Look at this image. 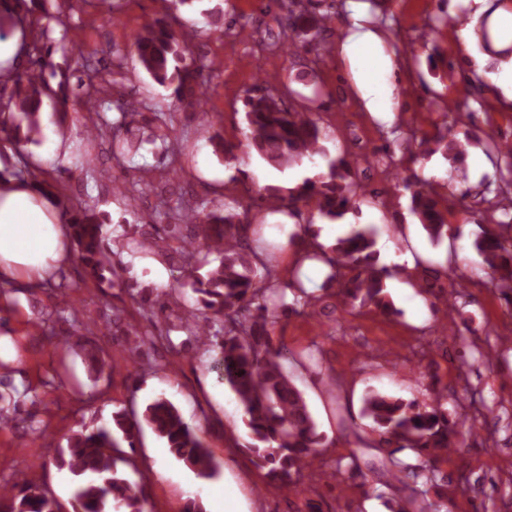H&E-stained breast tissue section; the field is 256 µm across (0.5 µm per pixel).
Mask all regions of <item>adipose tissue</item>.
I'll return each instance as SVG.
<instances>
[{"label":"adipose tissue","instance_id":"1","mask_svg":"<svg viewBox=\"0 0 512 512\" xmlns=\"http://www.w3.org/2000/svg\"><path fill=\"white\" fill-rule=\"evenodd\" d=\"M380 45L378 34L356 32L343 44L342 53L365 110L387 123L400 102L378 79L393 66L390 58L380 55ZM70 246L69 226L53 202L32 182L0 176V286L42 287L69 263Z\"/></svg>","mask_w":512,"mask_h":512}]
</instances>
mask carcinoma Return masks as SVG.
I'll return each instance as SVG.
<instances>
[{
    "label": "carcinoma",
    "instance_id": "obj_1",
    "mask_svg": "<svg viewBox=\"0 0 512 512\" xmlns=\"http://www.w3.org/2000/svg\"><path fill=\"white\" fill-rule=\"evenodd\" d=\"M41 7L42 0H0V39L11 34L12 26L6 20L18 9L33 16L36 24L25 47L30 68L7 76L10 92L6 96L0 94L1 100H7L9 111L21 115V122L14 126L15 137L38 142L39 115L49 108L63 119L71 113L82 117L87 136L105 143V153L117 161L132 160L146 144L152 146L154 154L173 150V112L144 116L123 111L119 120L109 119L111 100L101 96L99 89L90 90L84 85V78L97 72L98 59L83 41L69 42L66 54L72 73L61 72L57 86L50 85L46 74L56 75V47L48 40L47 29L40 26L41 17L36 10ZM325 23L324 18H305L291 9L284 31L292 40L301 36L315 39ZM194 39V31L178 29L173 21L159 19L136 33L124 56L117 60L121 63L125 56L135 60L158 85L171 91L175 105L193 107L206 91L204 65L192 55ZM72 77L76 78L74 84ZM244 107L243 141L227 145L223 138L212 136L215 153L224 155L246 147L282 169L324 154L318 123L303 112L284 108L275 95L249 96ZM110 127L115 134L109 138L106 130ZM437 141L453 163L464 159L471 143L467 135L459 138L454 125L448 122L438 131ZM350 170L351 161L338 157L328 163L327 173L288 189V196L271 186L258 193L253 203L271 212L286 208L291 214L301 205H312L323 218L336 222L358 208L360 197L364 196L363 188L349 180ZM401 186L409 192L411 215L433 241L440 242L448 235V224L438 207L437 192L416 174L402 178ZM153 191L150 184L138 180L119 193L134 207ZM505 216L497 228L485 229L477 236L475 248L494 273L488 284L512 299V212ZM158 219L166 221L162 225L164 236L144 234L133 242L148 251L177 242V260L189 272L193 292L201 295L199 306L179 314L178 319L197 343L220 351L224 381L242 407L254 440L247 445L254 463L265 470L269 483L296 487L313 467L317 449L324 446V436L318 431L304 393L294 383L293 367L318 365L321 347L314 342L297 358L285 347L274 344L272 331L277 319L302 314L316 305L320 296L306 288L296 270L292 278L280 279L275 256L257 257L244 242V231L250 225L242 223L239 214L227 204L199 208L178 202L158 212ZM71 228L82 282L112 283L120 278L107 255L104 225L81 210L72 215ZM311 236V225L305 224L289 235L288 245L304 251ZM306 258L325 265L323 285L339 283L338 294L344 303L382 315L393 313L386 292L389 270L379 264L374 229L355 226L334 244L322 246ZM448 270V282L436 281L427 292L443 303L451 315L455 305L450 296L456 293V284L463 276L452 265ZM61 320L69 322L76 332L98 326L94 318L69 306L40 313L35 326L51 331ZM168 345L170 336L163 330L146 332L140 344L129 351L127 363L138 372L145 368L141 349L160 350ZM445 399L441 389L428 403L406 402L375 390L367 392L364 413L372 421L370 430L377 436L376 445L360 440L362 447L352 452L349 462L336 464L335 470L325 473L326 478L339 484L354 477L362 478L365 484L372 482L373 469H362L360 458L364 450L373 447L387 451L383 466L392 480L406 487L420 479L426 485H437V475L425 460L429 449L447 452L460 444L457 431L448 425ZM145 427L197 476L210 479L216 474L199 428L188 423L171 401L158 397L140 413L115 412L107 424L91 431L81 428L72 432L67 446L59 449L56 465L78 478L73 512H148L150 497L145 479L133 482L118 467L125 462L123 447L135 449V441ZM0 512H55L54 500L46 490L18 479L15 473L0 482Z\"/></svg>",
    "mask_w": 512,
    "mask_h": 512
}]
</instances>
